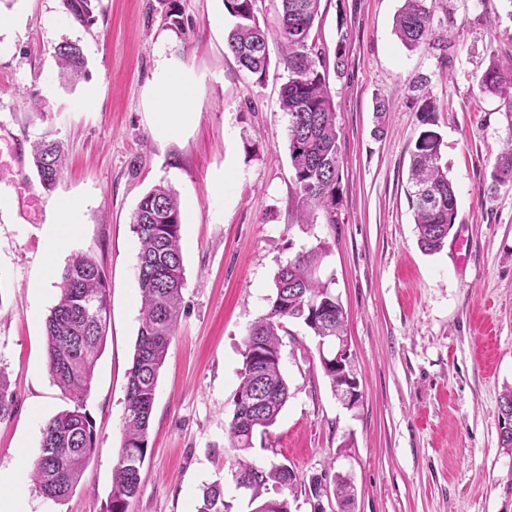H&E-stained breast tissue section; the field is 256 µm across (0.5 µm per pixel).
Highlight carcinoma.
Segmentation results:
<instances>
[{"label":"carcinoma","mask_w":512,"mask_h":512,"mask_svg":"<svg viewBox=\"0 0 512 512\" xmlns=\"http://www.w3.org/2000/svg\"><path fill=\"white\" fill-rule=\"evenodd\" d=\"M427 0H404L396 15L394 33L410 49H448V40L436 35ZM79 23L94 21L93 0H63ZM274 32L283 52L288 79L281 88V109L288 115V150L304 214L321 213L334 231L341 182L342 160L336 128V107L329 93L322 53L313 47L312 31L320 0H270ZM236 23L227 48L255 82H263L269 65L268 27L261 26L258 0H224ZM62 73L86 66L81 48L65 43L57 48ZM483 94L512 89V60L491 58L476 77ZM410 105L422 131L410 152L409 197L414 210L418 245L434 254L441 250L457 217V198L447 170L440 164V135L430 129L436 106L423 92V81L412 85ZM33 165L44 189L53 190L63 177L64 155L56 141L34 145ZM512 185V143L500 154L489 190ZM138 239L137 278L141 318L131 367L127 371L123 412L124 439L112 472V491L106 512H127L129 500L140 490V471L149 451V430L159 372L175 336L183 302L182 215L176 193L156 185L138 203L132 217ZM330 253L326 240L303 249L282 266L275 277V294L268 312L255 321L244 339V373L234 398L227 427L231 447L246 452L259 429L272 426L289 398L278 362L280 332L285 323L303 324L317 340L330 345L347 338V316L333 292V279L323 281L320 267ZM109 320L108 288L103 271L89 253L76 254L61 275L60 294L46 320V356L54 383L73 406L54 415L43 427L41 449L32 463L34 490L43 498L62 503L81 481L96 447L93 421L85 410L94 370L100 357ZM13 410V393L0 374V420ZM500 444L512 448V388L499 400ZM235 482L258 502L254 512H292L286 497L260 499L268 486L293 490L299 481L286 465H258L237 460ZM316 492L352 505L350 478L336 474L333 483H319ZM224 489L215 482L202 488L197 512H228Z\"/></svg>","instance_id":"obj_1"}]
</instances>
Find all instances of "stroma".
Masks as SVG:
<instances>
[{
    "label": "stroma",
    "mask_w": 512,
    "mask_h": 512,
    "mask_svg": "<svg viewBox=\"0 0 512 512\" xmlns=\"http://www.w3.org/2000/svg\"><path fill=\"white\" fill-rule=\"evenodd\" d=\"M95 0L93 24L62 0H0V139L18 142V164L0 166V375L14 396L0 421V488L19 512H105L122 443L126 372L141 304L131 217L162 183L182 213L185 285L180 320L160 372L150 454L128 512H196L204 485L224 487L229 512H252L232 477L225 434L241 381L244 339L267 313L274 278L301 246L328 240L321 275L348 315L362 398L346 408L331 391L303 325L283 336L289 399L256 431L249 457L284 463L300 479L342 473L353 512H512V448L499 444L498 406L512 386V186L491 185L512 137V95L479 93L491 56L512 55V0H428L447 55L405 48L394 33L403 0H321L313 35L327 62L342 158L338 224L297 222L280 109L288 79L270 47L263 84L226 47L224 0ZM345 42L337 58V42ZM80 45L86 73L61 79L56 48ZM186 75L194 118L181 136L157 131L153 88L162 69ZM427 77L437 102L441 164L457 218L441 251L417 244L409 198L410 152L423 129L410 86ZM384 102V118L374 112ZM60 142L67 169L40 188L32 146ZM79 206V226L48 256L57 203ZM469 247L459 263L456 244ZM92 252L109 288L110 320L86 410L96 448L61 504L33 490L24 461L68 402L45 356V320L72 256ZM46 283L41 296L30 285Z\"/></svg>",
    "instance_id": "1"
}]
</instances>
